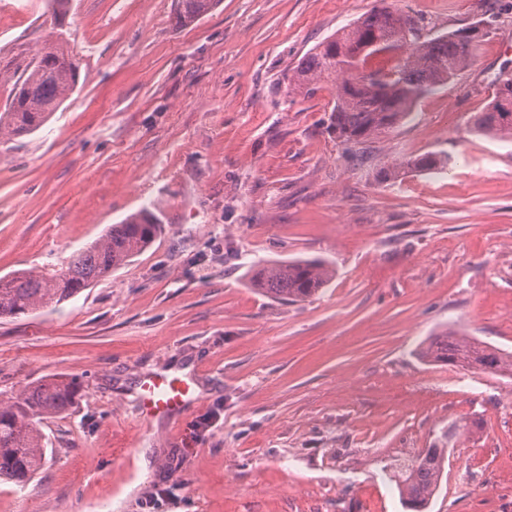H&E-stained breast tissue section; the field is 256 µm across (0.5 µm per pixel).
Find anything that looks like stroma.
Listing matches in <instances>:
<instances>
[{
  "label": "stroma",
  "mask_w": 512,
  "mask_h": 512,
  "mask_svg": "<svg viewBox=\"0 0 512 512\" xmlns=\"http://www.w3.org/2000/svg\"><path fill=\"white\" fill-rule=\"evenodd\" d=\"M421 38L484 23L472 64L367 145L322 125L332 85L277 91L316 44L372 10ZM0 0V113L11 74L63 42L79 73L50 121L0 135V277L52 272L145 205L148 249L55 307L0 318V398L81 389L43 420L45 461L0 512H408L401 469L457 425L426 512H512V376L423 361L452 328L512 353V141L472 131L512 72V0ZM451 159L382 183L411 155ZM336 271L294 303L260 262ZM164 374L193 394L143 410ZM147 457L139 481L130 464ZM477 472L471 485L461 468ZM217 2V0H177V23L181 26L192 25L202 15L210 12Z\"/></svg>",
  "instance_id": "1"
}]
</instances>
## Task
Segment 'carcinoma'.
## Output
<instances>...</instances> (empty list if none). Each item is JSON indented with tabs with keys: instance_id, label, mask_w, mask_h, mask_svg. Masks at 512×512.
Segmentation results:
<instances>
[{
	"instance_id": "carcinoma-1",
	"label": "carcinoma",
	"mask_w": 512,
	"mask_h": 512,
	"mask_svg": "<svg viewBox=\"0 0 512 512\" xmlns=\"http://www.w3.org/2000/svg\"><path fill=\"white\" fill-rule=\"evenodd\" d=\"M217 0H177L176 20L193 24L210 12ZM389 56L388 67L367 68L371 58ZM472 49L466 31L422 40L407 30L399 15L375 9L318 43L283 83L288 92H315L326 82L336 101L326 130L342 144H363L403 122L416 102L448 83L467 68ZM78 62L63 45L45 48L25 65L13 84L7 111L0 114V130L14 136L38 131L72 91ZM473 131L487 137L512 139V75L498 80L495 95L473 118ZM447 159L437 153L408 158L381 167L376 179L396 181L405 170L436 173ZM159 219L150 207L112 224L102 239L71 257L52 274L18 272L0 278V318L28 315L81 293L112 269L143 252L154 240ZM333 269L320 258H300L266 264L253 272L252 286L278 300L302 301L316 295L332 279ZM422 357L442 365L474 368L494 375L512 374V354L443 330L422 346ZM80 384L75 378L41 380L8 400H0V479L23 484L42 467L45 445L40 422L67 409ZM448 449L436 443L401 472L400 494L411 512H424L443 477Z\"/></svg>"
}]
</instances>
